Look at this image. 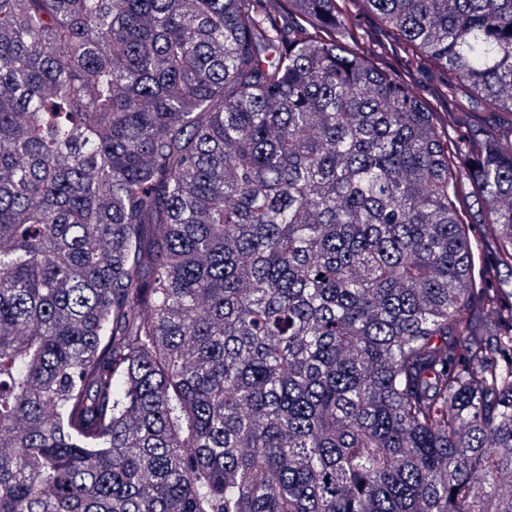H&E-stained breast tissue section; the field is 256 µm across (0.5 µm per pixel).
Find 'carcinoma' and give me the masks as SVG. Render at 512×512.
Instances as JSON below:
<instances>
[{
  "label": "carcinoma",
  "mask_w": 512,
  "mask_h": 512,
  "mask_svg": "<svg viewBox=\"0 0 512 512\" xmlns=\"http://www.w3.org/2000/svg\"><path fill=\"white\" fill-rule=\"evenodd\" d=\"M2 448L0 512H512V0H0Z\"/></svg>",
  "instance_id": "obj_1"
}]
</instances>
